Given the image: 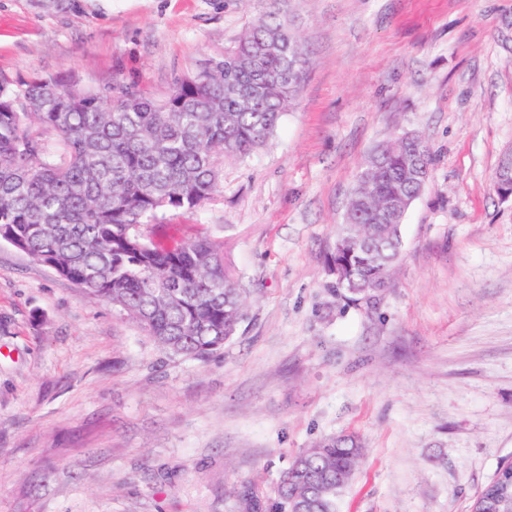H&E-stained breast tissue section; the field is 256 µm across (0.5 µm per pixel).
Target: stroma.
<instances>
[{"instance_id":"stroma-1","label":"stroma","mask_w":512,"mask_h":512,"mask_svg":"<svg viewBox=\"0 0 512 512\" xmlns=\"http://www.w3.org/2000/svg\"><path fill=\"white\" fill-rule=\"evenodd\" d=\"M274 11L307 49L272 141L202 224L248 293L206 360L0 243V512H251L301 449L366 455L336 512H470L512 462V0H0V79L167 94ZM422 135L432 179L375 302L327 265L368 154ZM495 188L504 200L512 199V150L506 151L499 162Z\"/></svg>"}]
</instances>
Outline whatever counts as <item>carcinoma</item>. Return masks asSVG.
I'll return each mask as SVG.
<instances>
[{
    "label": "carcinoma",
    "instance_id": "obj_1",
    "mask_svg": "<svg viewBox=\"0 0 512 512\" xmlns=\"http://www.w3.org/2000/svg\"><path fill=\"white\" fill-rule=\"evenodd\" d=\"M306 49L275 12L259 16L209 74L175 79L155 99L136 85L64 93L55 78L0 82V241L52 268L138 322L167 353L203 359L245 316L246 297L224 263L223 243L199 231L173 246L149 227L213 198L224 159L272 139L305 80ZM431 157L378 147L357 180L329 270L352 302L376 300L398 264L402 225L371 215L408 208L428 186ZM362 455L353 435L299 452L274 490L271 512H336ZM471 512H512V498L483 487Z\"/></svg>",
    "mask_w": 512,
    "mask_h": 512
}]
</instances>
